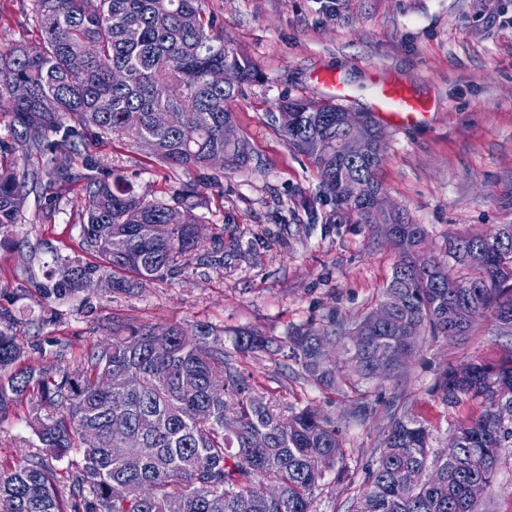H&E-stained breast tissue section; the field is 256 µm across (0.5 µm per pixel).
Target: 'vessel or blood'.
Here are the masks:
<instances>
[{"label":"vessel or blood","instance_id":"b4317fda","mask_svg":"<svg viewBox=\"0 0 512 512\" xmlns=\"http://www.w3.org/2000/svg\"><path fill=\"white\" fill-rule=\"evenodd\" d=\"M369 96L376 119L396 128L425 125L433 114L429 107L417 99L397 81L387 78L377 80Z\"/></svg>","mask_w":512,"mask_h":512}]
</instances>
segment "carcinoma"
I'll return each instance as SVG.
<instances>
[{
	"mask_svg": "<svg viewBox=\"0 0 512 512\" xmlns=\"http://www.w3.org/2000/svg\"><path fill=\"white\" fill-rule=\"evenodd\" d=\"M30 20L38 40L0 49V112L11 115L0 139V229L21 223L29 196L59 197L81 182L88 208L80 238L100 260L54 256L61 277L37 284L39 293L62 299L91 287L101 271L112 272V290L128 292L187 256L211 263L195 233L203 202L194 186H183L168 204L135 193L120 177L96 176L103 158L90 152L86 131H94L96 146L126 135L172 169L209 170L215 154L224 156V167L243 168L251 161L248 144L224 140V124L234 122L231 104L256 74L252 61L224 48L203 0H31ZM214 70L228 75L227 85L210 82ZM19 84L24 97L14 94ZM280 107L290 108L280 113L289 142L320 173L332 204L325 223L392 224L424 249V225L404 210L366 207V195L381 188L384 139L352 143L333 103L324 112L298 100ZM159 112L173 113L174 121L159 124ZM349 180L362 185L361 197L345 194ZM387 243L397 261L383 300L394 291L402 296L388 323L373 309L350 327L332 317L291 326L283 337L241 329L231 352L224 331L208 324L189 333L117 322L112 339L75 371L37 372L22 367L12 314L1 307L0 414L37 389L30 409L40 447L0 471V512H313L316 490L344 456L336 421L310 404L278 411L233 355L283 350L304 381L354 392L352 414L362 417L371 402L361 385L402 375L423 340L458 344L471 335L474 317L487 314L512 336V224L450 236L427 261L392 238ZM324 339L341 359L327 355ZM104 373L113 377L109 388L98 384ZM129 373L139 378L133 388L124 384ZM431 392L446 406L478 399L483 411L454 425L448 447L436 449L426 420L391 397L378 456L352 512H477L468 484L492 486L500 449L512 445V422L501 418L512 408V352L500 361L449 365ZM116 417L142 447L112 438ZM72 452L78 458L71 468H59L56 461ZM115 483L128 489L125 497H112Z\"/></svg>",
	"mask_w": 512,
	"mask_h": 512,
	"instance_id": "obj_1",
	"label": "carcinoma"
}]
</instances>
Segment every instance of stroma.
<instances>
[{
  "label": "stroma",
  "instance_id": "1",
  "mask_svg": "<svg viewBox=\"0 0 512 512\" xmlns=\"http://www.w3.org/2000/svg\"><path fill=\"white\" fill-rule=\"evenodd\" d=\"M227 49L251 58L257 69L232 104L236 131L250 147L247 167L218 179L175 172L123 136L99 152L109 168L151 199L171 201L196 184L205 205V242L238 239L220 265L184 262L132 293L108 281L46 300L35 283L52 254L91 255L80 248L88 203L82 184L62 197L29 204L23 223L0 231V306L11 309L13 333L26 365L76 368L110 332L113 321L179 325L208 323L225 335L258 327L282 336L310 319L352 322L375 308L396 262L394 251L363 224L325 226L298 205L320 193L319 174L284 134L282 98L324 100L317 74L332 72L350 95L343 105L370 109L366 91L381 75L407 85L435 117L402 131L385 126L386 149L378 173L389 203L424 225L427 246L439 253L455 233H483L512 224V0H204ZM512 348L493 317L478 319L471 336L451 346L424 340L407 372L371 383L375 396L404 394L407 408L429 423L433 445L445 447L455 422L478 416L479 401L443 405L429 388L437 373L465 359L496 360ZM267 397L283 406L312 404L342 431V472L315 493V512H350L381 442L385 407L370 419L351 414L346 395L330 394L296 376L292 360L240 359ZM27 405L0 415V465L36 444ZM479 512H512V447L502 449L493 484Z\"/></svg>",
  "mask_w": 512,
  "mask_h": 512
}]
</instances>
